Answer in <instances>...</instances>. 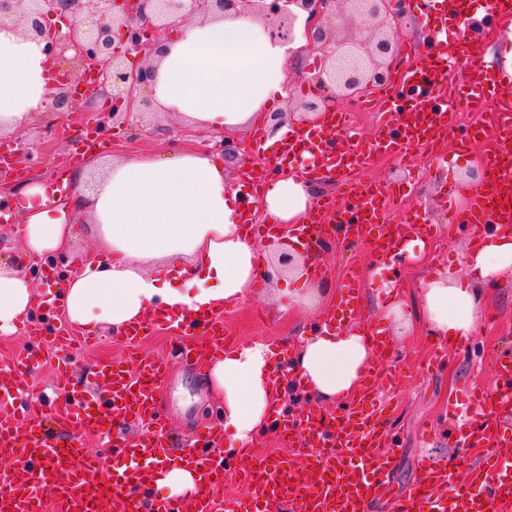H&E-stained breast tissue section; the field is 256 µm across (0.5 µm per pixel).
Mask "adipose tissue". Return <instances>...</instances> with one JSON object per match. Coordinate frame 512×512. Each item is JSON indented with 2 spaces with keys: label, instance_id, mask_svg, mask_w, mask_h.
Returning a JSON list of instances; mask_svg holds the SVG:
<instances>
[{
  "label": "adipose tissue",
  "instance_id": "adipose-tissue-1",
  "mask_svg": "<svg viewBox=\"0 0 512 512\" xmlns=\"http://www.w3.org/2000/svg\"><path fill=\"white\" fill-rule=\"evenodd\" d=\"M287 46L250 17L175 21L155 78L145 87L158 112L215 131L249 129L261 109L289 95ZM44 46L12 22L0 25V134L24 129L46 111L54 92ZM310 185L279 172L260 205L273 227L270 250L299 253L290 225L310 210ZM243 197L223 163L196 150L112 160L95 189L58 206L43 182L17 200L14 234L27 258L70 249L76 214L101 238L105 258L86 259L65 280L64 314L77 327L122 332L156 309L174 313L223 310L242 302L262 274V255L241 232ZM512 278V232H490L470 253L465 273L445 266L418 290L423 318L435 338L462 342L476 331L485 289ZM43 281L0 260V335L19 332L42 295ZM375 360L368 336L343 325L300 337L295 365L316 401L353 397ZM272 352L247 342L212 361V391L224 401L231 445L251 446L282 389L271 381Z\"/></svg>",
  "mask_w": 512,
  "mask_h": 512
}]
</instances>
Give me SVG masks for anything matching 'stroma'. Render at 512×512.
<instances>
[{
	"instance_id": "35a3bbf8",
	"label": "stroma",
	"mask_w": 512,
	"mask_h": 512,
	"mask_svg": "<svg viewBox=\"0 0 512 512\" xmlns=\"http://www.w3.org/2000/svg\"><path fill=\"white\" fill-rule=\"evenodd\" d=\"M441 7V0H410L407 19L398 34L399 40L416 41L422 52H430L431 24ZM511 31L508 25L489 19L481 31L471 34L454 67L455 75H464L468 60L486 58L490 61L492 79L500 82L502 92L512 94V82L503 83L500 66L491 59ZM46 120V115H38L29 126L40 158L20 163V182L55 176L61 162L70 161L75 152L74 146L56 140L53 130L45 129ZM205 136V130L161 119L153 102L138 99L127 122L111 124L101 130L100 137L107 141L108 147L101 155L98 166L86 169L76 178L75 188L78 193H87L101 166L107 165L112 159L184 148ZM481 152V145H474L451 168L446 166L444 159L432 158L418 151L408 163L384 158L374 162L363 173L368 180L396 182L404 186L408 198L394 206L391 213L394 222H401L416 210L435 226V237L430 240L424 257L418 261H402L396 270L389 273L407 301H414L421 280L437 266L460 265L468 252V228L456 224L447 212L442 211L439 201L448 185L485 181V170L478 160ZM413 166L427 168L428 177L414 181L409 172ZM98 246L99 238L94 225L79 221L71 249L49 258L47 264L59 276L77 272L79 261L94 256ZM353 262L366 272L363 283L365 315L370 319L375 318V297L382 293L383 288L380 278L370 273L374 258L366 246L350 245L328 237L319 247L325 294L313 304L300 305L283 312L264 292L249 295L242 303L225 308L223 315L231 345L257 337L292 342L297 336L311 332L320 324L323 313L335 304L347 268ZM98 336L97 347L80 345L68 353L71 377L84 376L99 360L123 353V335L102 329ZM391 340L395 356L388 362L387 368L396 374L398 384L390 389L381 382L377 390L390 406L397 454L388 488L372 503L369 512H392L394 496L415 480L422 458L430 457L442 462L459 452L448 438L449 421L469 420L472 411L467 403V392L474 388H492L495 382V358L502 351L512 349V280L487 289L475 335L452 346L447 364L437 373H429L425 366L432 338L424 324L412 322L409 328L393 332ZM164 407L171 427L179 433L192 432L197 426L222 415V402L211 393L207 374L201 367L188 366L176 370L173 382L164 394ZM459 453L471 463L477 462L482 455L478 448H466Z\"/></svg>"
}]
</instances>
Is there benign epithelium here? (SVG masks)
<instances>
[{
	"label": "benign epithelium",
	"instance_id": "benign-epithelium-1",
	"mask_svg": "<svg viewBox=\"0 0 512 512\" xmlns=\"http://www.w3.org/2000/svg\"><path fill=\"white\" fill-rule=\"evenodd\" d=\"M404 4L405 0H0V22H16L25 36L45 42V51L53 58L71 53V66L56 87L52 106L68 115L85 112L105 92L110 106L98 114L101 129L111 121H125L141 88L154 79L155 67L147 56L168 39L173 19L250 15L261 21L271 38L290 43L297 20L290 6L296 5L312 17L305 35L317 51V65L309 79L323 94L274 113L275 131L286 118L302 126L315 124L338 100L390 78L399 48L394 34L405 17ZM54 16L69 22L67 32L48 24ZM348 16L363 20L364 37H339L336 19ZM0 139L17 146L16 159L31 160L29 133ZM215 147L226 157L244 151L241 141L230 136Z\"/></svg>",
	"mask_w": 512,
	"mask_h": 512
}]
</instances>
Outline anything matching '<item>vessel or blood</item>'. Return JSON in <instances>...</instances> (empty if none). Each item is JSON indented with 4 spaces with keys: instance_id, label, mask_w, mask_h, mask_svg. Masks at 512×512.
I'll return each mask as SVG.
<instances>
[{
    "instance_id": "1",
    "label": "vessel or blood",
    "mask_w": 512,
    "mask_h": 512,
    "mask_svg": "<svg viewBox=\"0 0 512 512\" xmlns=\"http://www.w3.org/2000/svg\"><path fill=\"white\" fill-rule=\"evenodd\" d=\"M472 2L447 0V12L434 25L435 34L442 37L439 50L413 55L389 85L376 90L370 106L386 118L368 137L358 134L346 113L326 112L319 125L293 132L281 142L280 159L305 151L314 155L315 167L330 164L337 187L353 204L348 211L337 208L335 200L319 199L307 223L294 231L307 246L318 244L309 234L310 226L322 225L327 219L342 225L345 241L372 245L383 263L396 259V242L406 231L432 237L431 225L391 223L387 207L395 190L384 182H362L357 173L381 155L403 157L417 147L439 149L456 127V109L462 102L488 115L487 121L469 127L458 138L462 149L476 142L485 145L487 176L485 182L468 187V204L457 211L456 221L470 228L469 246L474 250L484 245L487 225L512 228V102H502L480 62L470 65L461 84L449 82L465 38L449 35L448 25L462 19L478 26ZM241 178L246 208L254 210L267 177L250 167ZM499 197L505 205L497 209L493 203ZM361 282V271H352L322 322H344L373 335L378 360L385 363L394 350L390 339L377 334L375 325L360 320ZM157 327L174 329L180 336L182 364L199 363L224 350L221 316H178L165 310L154 312L128 331V350H136L140 339ZM26 329L33 337L51 333L52 344L60 351L71 348L76 340L72 327L63 322L47 330L32 321ZM45 362V350L39 344L0 360V460L11 463L8 472L0 471V512H44L48 500L54 502L56 512H366L391 472L393 443L384 406L372 383L340 415L313 411L296 423L275 420L276 431L289 446L311 450L304 467L292 470L287 457L253 448L225 458L223 432L215 426L197 429L186 445L172 442L161 410L162 391L173 369L153 358H141L131 365L101 362L89 379L62 387L60 398L47 399L52 415L66 425L62 433L49 431L46 420L37 417L20 420L17 400L25 391L23 377ZM496 377L494 388L473 401L479 418L455 442L459 448L474 447L489 433H496L492 463L470 468L468 482L453 484L446 471L465 465L464 457L454 456L444 465L423 458L419 465L422 479L396 500L394 512H512V482L497 477L500 467L512 465V355L497 362ZM145 422L154 427L151 435L124 440L118 447L126 459L122 469L108 470L100 459L82 452L81 435L108 437L114 430ZM186 460L195 466L196 492L176 501H149L148 483L154 475ZM231 463L252 483L249 503L218 496L224 470Z\"/></svg>"
}]
</instances>
